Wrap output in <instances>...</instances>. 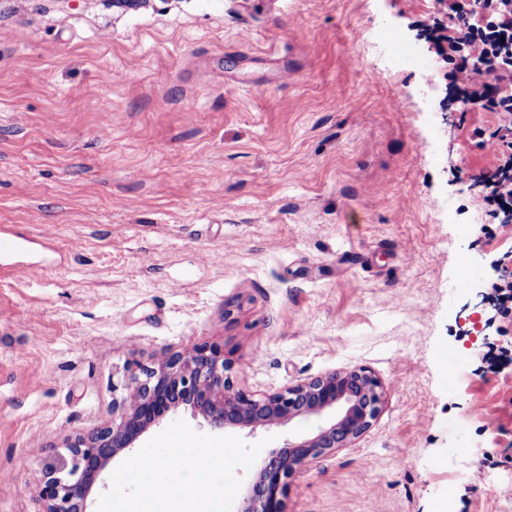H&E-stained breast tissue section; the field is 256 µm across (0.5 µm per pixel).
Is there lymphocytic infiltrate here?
I'll return each instance as SVG.
<instances>
[{"label": "lymphocytic infiltrate", "mask_w": 512, "mask_h": 512, "mask_svg": "<svg viewBox=\"0 0 512 512\" xmlns=\"http://www.w3.org/2000/svg\"><path fill=\"white\" fill-rule=\"evenodd\" d=\"M448 26L435 17L423 26L448 45L449 94L465 112H489L492 127L473 136L493 162L479 171L473 206L495 223L512 224V0H444Z\"/></svg>", "instance_id": "f902f5d3"}]
</instances>
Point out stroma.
<instances>
[{
	"label": "stroma",
	"instance_id": "1",
	"mask_svg": "<svg viewBox=\"0 0 512 512\" xmlns=\"http://www.w3.org/2000/svg\"><path fill=\"white\" fill-rule=\"evenodd\" d=\"M445 13L0 0V228L34 241L0 279V512H41L49 442L111 422L128 358L195 344L250 394L381 381L286 512H512V370L479 359L512 343V224L470 204L493 116L449 100ZM490 299L503 317L512 315V273L493 277L489 283Z\"/></svg>",
	"mask_w": 512,
	"mask_h": 512
}]
</instances>
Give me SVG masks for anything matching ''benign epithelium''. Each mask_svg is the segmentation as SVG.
<instances>
[{"label": "benign epithelium", "mask_w": 512, "mask_h": 512, "mask_svg": "<svg viewBox=\"0 0 512 512\" xmlns=\"http://www.w3.org/2000/svg\"><path fill=\"white\" fill-rule=\"evenodd\" d=\"M232 362L217 346L193 345L154 366L126 364L124 395L112 401V421L62 444L61 463L42 470V512H86L88 497L114 457L132 453L140 438L184 408L210 431H240L326 417L316 433L290 439L256 466L237 512H285L290 481L320 459L355 445L378 418L383 388L375 374L351 366L261 395L234 388Z\"/></svg>", "instance_id": "1"}]
</instances>
